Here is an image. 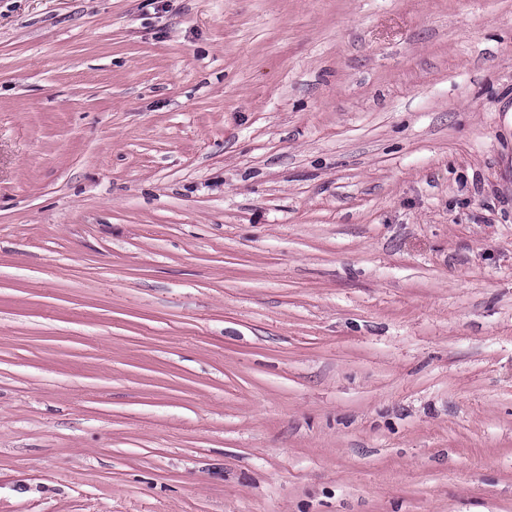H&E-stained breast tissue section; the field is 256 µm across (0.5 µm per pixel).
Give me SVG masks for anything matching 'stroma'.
<instances>
[{
  "instance_id": "obj_1",
  "label": "stroma",
  "mask_w": 512,
  "mask_h": 512,
  "mask_svg": "<svg viewBox=\"0 0 512 512\" xmlns=\"http://www.w3.org/2000/svg\"><path fill=\"white\" fill-rule=\"evenodd\" d=\"M512 0H0V512H512Z\"/></svg>"
}]
</instances>
